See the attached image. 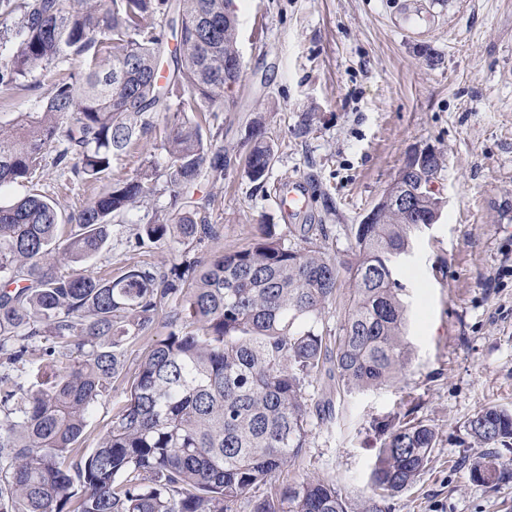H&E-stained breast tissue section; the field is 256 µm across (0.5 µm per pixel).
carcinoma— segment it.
I'll return each mask as SVG.
<instances>
[{"mask_svg":"<svg viewBox=\"0 0 512 512\" xmlns=\"http://www.w3.org/2000/svg\"><path fill=\"white\" fill-rule=\"evenodd\" d=\"M231 0H0V85L82 56L83 72L55 83L32 112L0 119V188L31 182L48 152L78 183L108 177L112 158L139 144L151 113L170 112L161 149L169 206L137 225L134 246L215 235L198 222L192 189L224 177L221 128L192 122L224 92L239 56ZM151 16L163 29L145 25ZM176 42L169 49L168 40ZM275 156L261 122L243 163L264 182ZM438 165L410 162L388 194L421 187L414 211L390 201L375 223L353 224L350 258L337 260L324 224L297 235L263 225L250 245L183 259L160 275L133 265L117 275L90 268L124 217L154 191L153 161L60 223L61 203L33 189L0 204V512H233L304 448L312 415L327 406L308 389L326 365L336 393L395 382L405 372L403 261L412 234L444 201L427 189ZM352 286L336 336L324 325L341 272ZM182 302L170 331L145 350L133 375L128 348L152 330L171 296ZM22 368L16 375L9 369ZM126 398L90 452L82 451L96 405L115 385ZM477 443L512 440V412L486 407L467 422ZM436 444L428 424L387 426L363 512L412 486ZM495 486L512 460L489 453L470 469ZM253 512H348L336 484L309 478L258 500Z\"/></svg>","mask_w":512,"mask_h":512,"instance_id":"carcinoma-1","label":"carcinoma"}]
</instances>
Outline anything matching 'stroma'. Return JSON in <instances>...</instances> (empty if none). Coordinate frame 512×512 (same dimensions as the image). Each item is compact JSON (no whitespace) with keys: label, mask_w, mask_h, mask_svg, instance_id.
<instances>
[{"label":"stroma","mask_w":512,"mask_h":512,"mask_svg":"<svg viewBox=\"0 0 512 512\" xmlns=\"http://www.w3.org/2000/svg\"><path fill=\"white\" fill-rule=\"evenodd\" d=\"M415 34L396 26L403 0H231L243 62L239 82L215 107L229 159L223 179L197 195L216 237L183 247L167 240L133 247L137 224L169 201L158 181L93 262L97 272L138 263L169 268L183 252L209 256L247 246L262 224L327 225L349 251L347 225L361 223L396 178L407 154L434 148L432 187L444 201L436 224L418 233L401 280L409 304L412 364L398 382L334 400L333 417L314 421L295 463L234 505L306 477L334 481L362 512L370 473L390 419L420 421L437 435L411 487L388 512H512V481L472 480L487 449L466 424L478 411H512V0H447ZM78 56L0 87V116L28 112L54 78L80 71ZM261 121L275 145L265 184L250 181L242 143ZM165 113L139 146L112 160L107 181L75 185L69 169L45 159L36 184L64 215L92 201L107 182L134 177L144 160L163 165ZM301 181L305 213L286 219L279 184Z\"/></svg>","instance_id":"obj_1"}]
</instances>
